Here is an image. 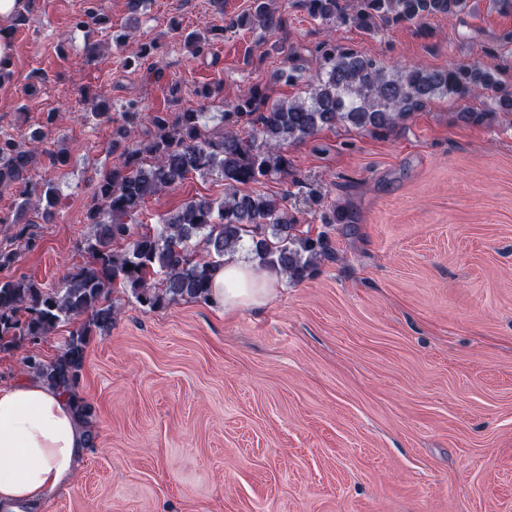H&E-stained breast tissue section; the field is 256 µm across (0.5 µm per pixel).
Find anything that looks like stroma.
Instances as JSON below:
<instances>
[{"label": "stroma", "instance_id": "35a3bbf8", "mask_svg": "<svg viewBox=\"0 0 512 512\" xmlns=\"http://www.w3.org/2000/svg\"><path fill=\"white\" fill-rule=\"evenodd\" d=\"M476 3L422 30L339 26L335 37L386 62H478L512 80V14ZM250 4L143 0L133 13L128 0H34L10 28L0 135L66 151L62 169L29 172L58 184L63 205L0 281L55 287L88 264L84 215L98 170L118 159L111 126L126 103L147 116L220 112L256 86L274 99L303 93L275 81L286 57L272 45L313 71L326 26L279 0V33L227 29ZM91 8L109 25L75 27ZM213 25L223 41L192 57L185 36ZM124 32L159 48L126 65L114 42ZM88 41L102 46L90 65ZM94 93L111 100V122L83 120ZM459 110L437 100L389 133L324 129L287 145L300 185L275 175L257 189L287 196L334 256L302 281L278 279L264 305L149 310L119 295L77 387L96 409L94 445L65 489L22 512H512V124L471 123ZM50 112L61 115L52 126ZM223 195L221 177L193 175L149 198L141 221ZM332 206L342 216L327 226Z\"/></svg>", "mask_w": 512, "mask_h": 512}]
</instances>
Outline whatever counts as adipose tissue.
I'll return each mask as SVG.
<instances>
[{
    "label": "adipose tissue",
    "mask_w": 512,
    "mask_h": 512,
    "mask_svg": "<svg viewBox=\"0 0 512 512\" xmlns=\"http://www.w3.org/2000/svg\"><path fill=\"white\" fill-rule=\"evenodd\" d=\"M276 274L257 278L248 257L226 259L212 302L233 311L258 306ZM87 452L85 427L67 394L26 377L0 386V512H17L63 488Z\"/></svg>",
    "instance_id": "1"
}]
</instances>
